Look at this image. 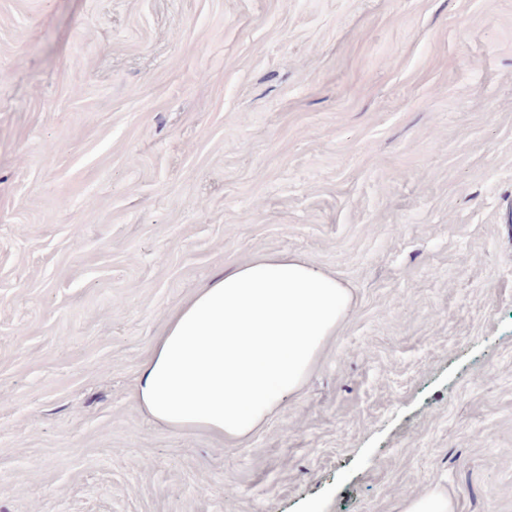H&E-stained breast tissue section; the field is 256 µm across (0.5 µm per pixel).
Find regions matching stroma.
<instances>
[{"label": "stroma", "instance_id": "1", "mask_svg": "<svg viewBox=\"0 0 512 512\" xmlns=\"http://www.w3.org/2000/svg\"><path fill=\"white\" fill-rule=\"evenodd\" d=\"M288 251L352 307L248 438L139 370ZM512 512V0H0V512ZM399 512H452L453 506L448 491L442 486H432L416 497H406L400 503Z\"/></svg>", "mask_w": 512, "mask_h": 512}]
</instances>
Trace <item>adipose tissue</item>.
I'll return each mask as SVG.
<instances>
[{"mask_svg": "<svg viewBox=\"0 0 512 512\" xmlns=\"http://www.w3.org/2000/svg\"><path fill=\"white\" fill-rule=\"evenodd\" d=\"M351 302L336 276L299 256L256 255L212 277L168 316L136 396L172 428L248 437L299 395Z\"/></svg>", "mask_w": 512, "mask_h": 512, "instance_id": "1", "label": "adipose tissue"}]
</instances>
